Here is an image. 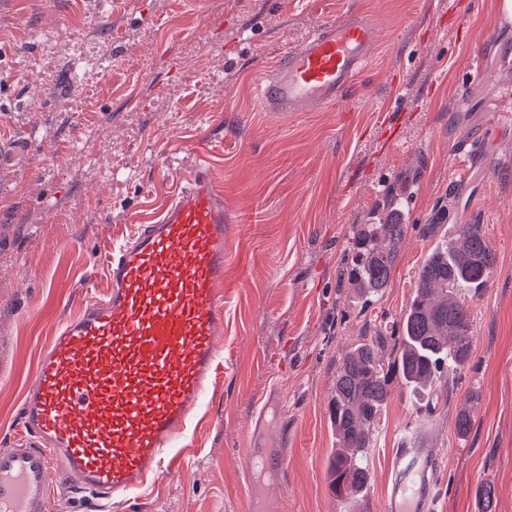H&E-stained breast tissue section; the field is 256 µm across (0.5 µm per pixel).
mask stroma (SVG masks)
Wrapping results in <instances>:
<instances>
[{
    "mask_svg": "<svg viewBox=\"0 0 512 512\" xmlns=\"http://www.w3.org/2000/svg\"><path fill=\"white\" fill-rule=\"evenodd\" d=\"M500 0H0V134L33 151L0 181V447L42 346L105 286L108 246L146 224L201 159L224 190L227 363L180 466L110 512H254L245 450L281 472L264 512H383L405 439L435 450L434 512H512V22ZM360 11L380 41L343 105L281 118L256 86L317 25ZM407 226L372 300L338 287L357 225ZM434 225L425 234L423 225ZM497 264L466 304L476 336L430 394L393 365L418 271L456 225ZM386 327L390 397L362 493L336 496L330 400L344 356ZM467 411L471 428L458 436ZM268 436L253 441L258 415Z\"/></svg>",
    "mask_w": 512,
    "mask_h": 512,
    "instance_id": "stroma-1",
    "label": "stroma"
}]
</instances>
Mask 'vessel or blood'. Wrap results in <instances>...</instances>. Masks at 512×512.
<instances>
[{
    "instance_id": "1",
    "label": "vessel or blood",
    "mask_w": 512,
    "mask_h": 512,
    "mask_svg": "<svg viewBox=\"0 0 512 512\" xmlns=\"http://www.w3.org/2000/svg\"><path fill=\"white\" fill-rule=\"evenodd\" d=\"M378 42L361 15L317 26L259 84L266 111L342 104ZM227 223L219 184L190 166L160 218L106 255L108 286L42 348L18 443L0 448V512H49L51 475L95 502H119L174 467L223 369ZM434 454L394 453L384 512H433Z\"/></svg>"
}]
</instances>
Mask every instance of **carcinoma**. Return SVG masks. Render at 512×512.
I'll list each match as a JSON object with an SVG mask.
<instances>
[{
    "label": "carcinoma",
    "instance_id": "cac0c4a2",
    "mask_svg": "<svg viewBox=\"0 0 512 512\" xmlns=\"http://www.w3.org/2000/svg\"><path fill=\"white\" fill-rule=\"evenodd\" d=\"M407 225L391 217L363 224L347 284L367 297L379 295L390 281ZM496 252L480 224L457 225V243L439 246L418 271L415 294L403 316L402 353L397 360L405 383L419 392L432 388L443 366L464 365L474 334L465 293L486 287ZM388 342L379 331L370 342L348 352L337 371L331 422L339 448L329 469L338 495H354L367 485L363 453L389 396V380L379 352Z\"/></svg>",
    "mask_w": 512,
    "mask_h": 512
}]
</instances>
